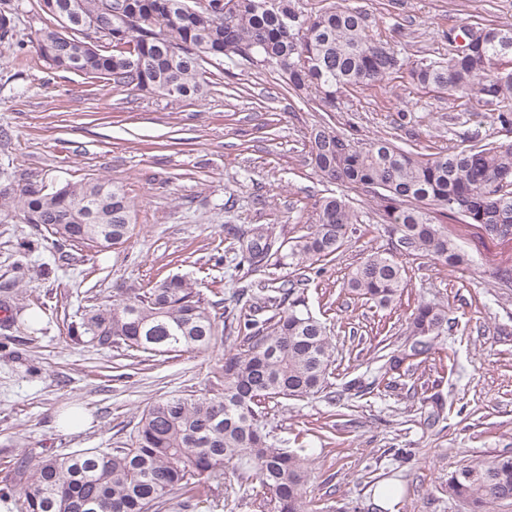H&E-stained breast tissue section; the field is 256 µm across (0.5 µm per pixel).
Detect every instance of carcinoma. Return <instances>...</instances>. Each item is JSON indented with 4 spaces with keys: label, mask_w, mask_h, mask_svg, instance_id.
I'll list each match as a JSON object with an SVG mask.
<instances>
[{
    "label": "carcinoma",
    "mask_w": 512,
    "mask_h": 512,
    "mask_svg": "<svg viewBox=\"0 0 512 512\" xmlns=\"http://www.w3.org/2000/svg\"><path fill=\"white\" fill-rule=\"evenodd\" d=\"M71 2L38 0L45 24L30 43L50 67L68 71L74 59L77 72L115 88L196 100L208 92L205 63L268 65L289 91L312 95L323 111L337 112L348 89L380 88L405 70L424 89L462 97L478 92L497 107L502 128L512 131V71H501L512 63V47L503 54L501 40L504 33L512 42V26L464 22L461 34L475 26L483 37L460 50L451 30L446 57L409 65L370 37L367 15L350 6L312 15L296 0H79L74 15ZM15 13L10 0L0 3L1 41L13 38ZM307 138L318 176L373 193L390 239L389 248L367 255L349 273L346 288L359 299L391 305L407 286L401 257L431 258L453 270L470 265L439 217L512 240V141L486 139L431 157L387 137L356 149L327 120L307 129ZM2 212L42 225L57 242L96 251L124 244L136 224L135 202L123 185L86 176L51 189L30 183L0 187ZM355 223L350 200L331 195L287 250L273 226L229 228L237 269L252 278L238 290L237 301L258 311L253 288H269L273 295L265 302L277 313L237 321L239 348L214 371L217 393L156 400L122 448L17 461L0 485V500L12 502L16 512H167L173 504L187 512L208 502L212 482L230 465L273 512H332L324 500L306 496L309 458L276 447L263 422L269 403L328 388L332 336L307 308L308 278L264 283L254 276L285 263L310 270L336 260ZM223 318L229 315L217 312L193 282L172 276L110 304L86 307L69 325L68 337L146 361L208 351ZM406 332L403 348L383 355L372 385L431 354L434 339L448 332V310L418 304ZM444 490L471 512H495L498 503L512 500V451L451 472ZM178 492L185 495L181 501Z\"/></svg>",
    "instance_id": "cac0c4a2"
}]
</instances>
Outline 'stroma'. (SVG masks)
<instances>
[{"instance_id":"1","label":"stroma","mask_w":512,"mask_h":512,"mask_svg":"<svg viewBox=\"0 0 512 512\" xmlns=\"http://www.w3.org/2000/svg\"><path fill=\"white\" fill-rule=\"evenodd\" d=\"M347 3L367 12L374 38L412 62L447 54L446 35L460 22L512 25V0ZM206 80L208 94L195 101L117 90L0 42V172L48 187L107 178L125 186L137 209L129 241L100 252L55 247L40 225L0 216V288L11 287L18 321L0 325V480L12 459L123 445L158 398L212 395L213 371L235 346L223 338L203 354L140 363L113 348L76 345L66 329L88 297L119 300L178 275L195 281L206 299L232 304L239 283L225 225L272 224L290 242L306 233L319 200L343 192L359 222L305 292L334 338L331 393L270 403L268 426L279 446L309 450V498L331 499L343 512H374V490L394 484V512H465L441 490L449 472L512 449V287L491 276L512 263V242L448 221L472 266L452 271L429 258L406 259L400 299L386 308L364 303L347 289V276L367 254L386 249L388 236L369 193L320 179L306 131L328 118L354 147L385 135L429 155L503 137L494 108L475 96L422 89L403 73L383 90L348 89L331 118L291 96L268 67L232 76L211 63ZM422 301L447 307V335L425 362L371 388L381 341L399 346ZM35 312L32 332L25 324ZM435 393L444 409L429 427L422 399ZM69 409L88 411L92 427L58 431L55 421ZM212 500L210 512H257L229 468Z\"/></svg>"}]
</instances>
